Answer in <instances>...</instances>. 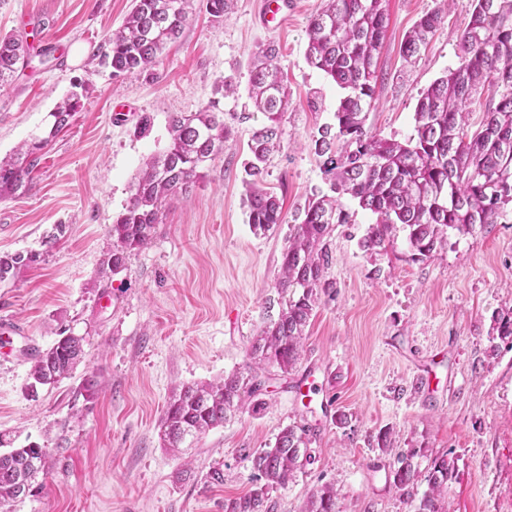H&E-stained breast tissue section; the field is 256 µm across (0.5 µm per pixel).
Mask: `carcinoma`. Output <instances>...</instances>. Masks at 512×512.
Instances as JSON below:
<instances>
[{"mask_svg":"<svg viewBox=\"0 0 512 512\" xmlns=\"http://www.w3.org/2000/svg\"><path fill=\"white\" fill-rule=\"evenodd\" d=\"M194 0H133L124 25L107 38L103 59L112 76L146 71L155 66L166 44L179 38L190 19ZM234 0H205L212 21L219 23ZM472 10L459 40V63L423 90L414 112L413 133L404 140L387 139L365 127L366 114L376 105L377 59L389 15L385 0H324L307 26L308 64L345 91L334 112V123L324 124L311 137L320 158L327 191L307 199L295 223L288 225V243L282 252L281 274L275 288L277 317L268 318L253 338L255 365L294 368L303 350V333L320 294L332 287L325 270L330 263L326 239L337 224L351 223L343 199L376 215L360 242L373 254L384 248L397 229L416 260L433 257L447 244L448 232L471 233L480 224H495L512 208V0H472ZM442 22V15H423L406 34L400 53L417 57ZM31 46L21 33L0 36V90L28 62ZM279 49L267 45L259 52L250 78V98L267 123L253 132L245 172L248 224L264 235L284 222L278 198L257 184L264 165L279 146V121L288 107V91L280 66ZM494 87L484 104L480 128L468 131L471 105L485 85ZM234 91L232 82L216 83L217 97L199 111L176 115L170 122V141L140 172L133 193L110 229L115 242L107 265L117 274L128 253L150 244L162 209L179 193L203 177L224 154L232 127L224 122L220 96ZM85 87L74 91L50 113L48 137L25 144L24 162L0 161V197L27 187L39 163L38 152L69 125L81 106ZM34 251L0 254V283L17 270L37 262ZM84 337L64 330L47 349L31 352L30 388L55 384L81 362ZM261 382L248 373L234 372L218 381L187 384L173 393L159 426L163 447L172 450L201 438L224 424L228 414L249 399L253 410ZM307 429L288 425L273 446L249 454L261 483L244 495L224 500V512H274L271 493L288 487L294 473L309 462ZM55 449L30 443L0 450V509L41 488L38 478L48 474ZM421 449L393 455V484L414 487L418 470L413 459ZM455 470L446 456L432 460L428 490L415 512H450L445 486ZM303 512H337L336 490L324 486L307 499Z\"/></svg>","mask_w":512,"mask_h":512,"instance_id":"obj_1","label":"carcinoma"}]
</instances>
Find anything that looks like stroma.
Returning <instances> with one entry per match:
<instances>
[{"mask_svg":"<svg viewBox=\"0 0 512 512\" xmlns=\"http://www.w3.org/2000/svg\"><path fill=\"white\" fill-rule=\"evenodd\" d=\"M319 5L293 0L280 25L265 24L264 0H236L218 24L197 7L152 71L116 78L101 54L131 0H0V34L23 32L33 47L0 91V160L48 137L49 114L74 84L89 89L70 126L48 137L28 188L0 198V253L44 255L0 283V322L12 329L0 340V434L57 451L43 487L13 512H224L225 499L252 485L249 453L291 423L309 427L314 461L273 492L274 512H302L325 485L337 492L338 512H414L411 495L393 484V457L379 445L385 433L396 450L420 451L413 495H423L432 460L446 455L456 465L450 512H512V340L498 338L493 320L512 312L511 214L449 233L447 246L417 261L401 231L386 252L366 254L359 242L376 217L355 209L327 239L333 287L305 329L299 362L286 374L259 372L263 410L237 413L178 453L159 440L173 391L251 366L252 339L277 304L288 225L325 186L310 138L333 122L342 92L305 58ZM470 5L388 0L370 131L411 134L421 91L458 63ZM437 10L444 18L427 48L405 62V33ZM270 43L290 100L259 184L280 199L284 223L257 236L243 206L244 162L264 117L249 87ZM224 78L235 91L221 101L234 130L223 155L166 206L150 244L110 273V228L138 172L166 147L171 116L198 111ZM144 115L151 125L142 133ZM56 224L66 232L47 243ZM62 327L84 337V358L30 392L26 353L50 347ZM91 375L98 386L88 401L81 385ZM309 378L329 404L301 398ZM340 413L348 421L339 427ZM216 461L224 483L209 487L204 475Z\"/></svg>","mask_w":512,"mask_h":512,"instance_id":"obj_1","label":"stroma"}]
</instances>
